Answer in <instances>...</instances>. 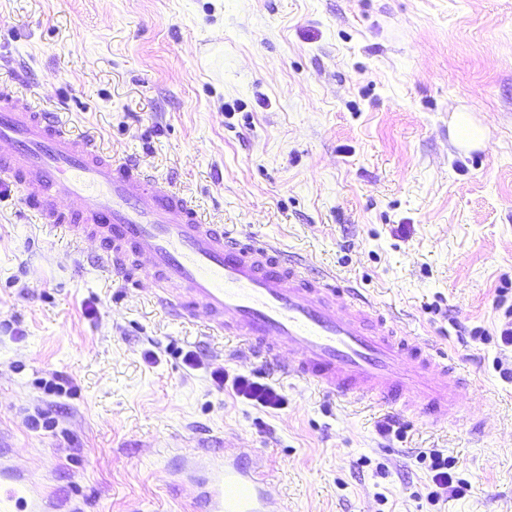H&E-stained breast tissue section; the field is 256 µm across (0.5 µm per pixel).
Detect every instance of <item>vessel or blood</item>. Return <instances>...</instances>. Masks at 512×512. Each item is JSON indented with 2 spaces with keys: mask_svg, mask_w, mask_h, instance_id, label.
Listing matches in <instances>:
<instances>
[{
  "mask_svg": "<svg viewBox=\"0 0 512 512\" xmlns=\"http://www.w3.org/2000/svg\"><path fill=\"white\" fill-rule=\"evenodd\" d=\"M17 95L0 86V183L22 185L48 232L90 243L93 265L122 275L134 254L144 280L169 284L160 306L184 321L207 313L214 333L335 396L388 408L411 402L437 419L457 416L460 394L477 387L460 367L438 361L428 342L387 324L358 291L339 297L333 271L243 242L133 158L113 159L93 137L65 130L58 113L18 106ZM6 454L0 448V512H81ZM185 458L196 512H288L265 465L235 445L199 464L193 453Z\"/></svg>",
  "mask_w": 512,
  "mask_h": 512,
  "instance_id": "1",
  "label": "vessel or blood"
}]
</instances>
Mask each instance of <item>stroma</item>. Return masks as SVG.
Masks as SVG:
<instances>
[{
  "mask_svg": "<svg viewBox=\"0 0 512 512\" xmlns=\"http://www.w3.org/2000/svg\"><path fill=\"white\" fill-rule=\"evenodd\" d=\"M5 84L332 269L479 381L454 420L328 395L90 266L14 185L0 440L17 465L85 512H192L177 453L229 440L288 512H512V0H0ZM460 111L482 148L452 143ZM219 368L264 372L286 404L216 388ZM434 450L453 477L436 501Z\"/></svg>",
  "mask_w": 512,
  "mask_h": 512,
  "instance_id": "stroma-1",
  "label": "stroma"
}]
</instances>
